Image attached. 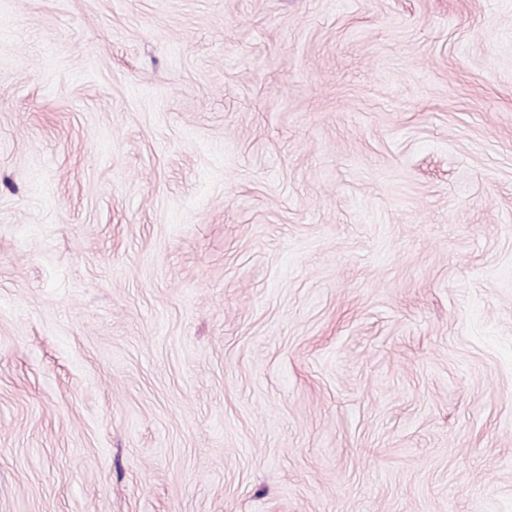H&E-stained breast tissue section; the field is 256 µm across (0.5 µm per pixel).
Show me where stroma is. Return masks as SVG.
Returning a JSON list of instances; mask_svg holds the SVG:
<instances>
[{
	"mask_svg": "<svg viewBox=\"0 0 512 512\" xmlns=\"http://www.w3.org/2000/svg\"><path fill=\"white\" fill-rule=\"evenodd\" d=\"M0 512H512V0H0Z\"/></svg>",
	"mask_w": 512,
	"mask_h": 512,
	"instance_id": "35a3bbf8",
	"label": "stroma"
}]
</instances>
